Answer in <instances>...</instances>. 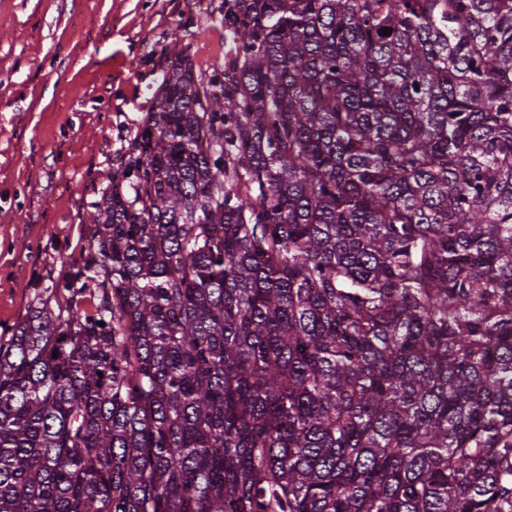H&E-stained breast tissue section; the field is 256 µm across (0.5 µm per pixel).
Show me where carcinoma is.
<instances>
[{"label": "carcinoma", "mask_w": 512, "mask_h": 512, "mask_svg": "<svg viewBox=\"0 0 512 512\" xmlns=\"http://www.w3.org/2000/svg\"><path fill=\"white\" fill-rule=\"evenodd\" d=\"M223 20L0 341V512H512V0Z\"/></svg>", "instance_id": "cac0c4a2"}]
</instances>
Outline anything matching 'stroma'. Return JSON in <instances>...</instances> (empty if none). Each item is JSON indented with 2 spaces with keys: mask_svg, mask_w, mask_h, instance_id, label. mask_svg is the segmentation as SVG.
Here are the masks:
<instances>
[{
  "mask_svg": "<svg viewBox=\"0 0 512 512\" xmlns=\"http://www.w3.org/2000/svg\"><path fill=\"white\" fill-rule=\"evenodd\" d=\"M223 4L0 0V334L87 251L89 204L150 111L171 41L195 67L223 63Z\"/></svg>",
  "mask_w": 512,
  "mask_h": 512,
  "instance_id": "stroma-1",
  "label": "stroma"
}]
</instances>
